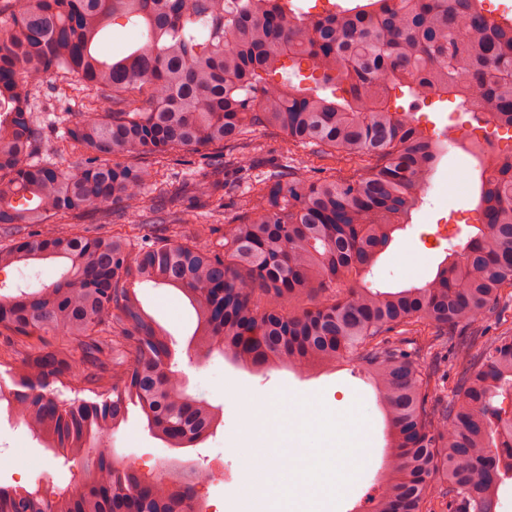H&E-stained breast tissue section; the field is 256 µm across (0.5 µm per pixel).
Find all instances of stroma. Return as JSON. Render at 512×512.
<instances>
[{
	"instance_id": "35a3bbf8",
	"label": "stroma",
	"mask_w": 512,
	"mask_h": 512,
	"mask_svg": "<svg viewBox=\"0 0 512 512\" xmlns=\"http://www.w3.org/2000/svg\"><path fill=\"white\" fill-rule=\"evenodd\" d=\"M410 102L408 95L393 91L392 106L412 110L432 137H440L448 127H455L460 145L448 148L424 193L423 206L413 212L406 230L396 233L375 266V280L389 289L423 284L445 257L450 244H463L470 225L482 221L476 199L465 195L466 188H477L479 174L467 164L461 149L462 144L482 138V131L473 129L469 114L455 111L451 102L417 109L411 108ZM440 224L447 226L448 234L440 238L436 248H429V235ZM138 296L144 309L173 336L181 353L178 369L184 375L187 393L214 406L219 418L206 441L192 448L175 449L155 438L140 413L132 412L114 436L119 455L149 477L174 460L195 462L230 474L246 470L247 459L232 452L244 436L267 448L297 447L304 452L312 448L319 456L329 457L336 453L335 438L302 442L300 435L306 423L298 418L292 419L287 434H280L274 425L265 423L261 412L247 413L243 403L247 395L271 396L285 402L313 398L332 413L355 411L361 428L359 444L368 450L366 463L355 468L350 483L331 500L327 512H351L354 505L365 504L377 493V473L386 446L384 417L375 389L351 364L303 372L284 363L259 373L239 367L217 352L200 357L190 344L196 328L195 311L181 293L146 284L139 288ZM70 479L69 467L32 439L22 422L1 409L0 483L22 487L37 483L50 496Z\"/></svg>"
}]
</instances>
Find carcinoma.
Segmentation results:
<instances>
[{"mask_svg": "<svg viewBox=\"0 0 512 512\" xmlns=\"http://www.w3.org/2000/svg\"><path fill=\"white\" fill-rule=\"evenodd\" d=\"M14 4L0 11V268L60 259L65 271L0 297V335L19 357L0 376V402L77 474L52 497L38 483L0 484V512H203L202 469L149 478L110 442L132 407L171 448L213 429L209 405L173 370L169 332L141 306V283L182 293L197 347L236 364L308 371L347 359L365 372L389 441L367 512H496L512 474V326L489 336L487 320L512 287V153L463 147L480 172L483 223L430 280L385 292L366 278L447 150L391 110V90L452 98L478 123L512 121V23L478 0H363L322 14L292 0ZM116 26L139 38L104 53ZM50 74L62 76L58 97L81 98L56 141L76 157L65 170L38 155L34 91ZM329 84L343 94L319 92ZM267 127L287 133V157L247 181L248 215L214 243L219 182L185 179L193 205L182 207L158 173L175 152L206 147L247 172ZM329 157L363 172L314 175L313 160ZM97 212L111 230L75 228ZM186 224L198 225L191 238ZM347 274L360 285L341 287Z\"/></svg>", "mask_w": 512, "mask_h": 512, "instance_id": "carcinoma-1", "label": "carcinoma"}]
</instances>
